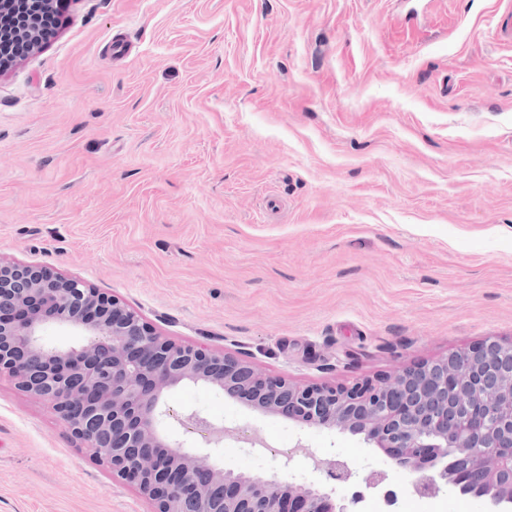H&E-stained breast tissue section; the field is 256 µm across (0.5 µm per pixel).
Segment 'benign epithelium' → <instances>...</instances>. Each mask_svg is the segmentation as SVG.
Listing matches in <instances>:
<instances>
[{"instance_id":"benign-epithelium-1","label":"benign epithelium","mask_w":512,"mask_h":512,"mask_svg":"<svg viewBox=\"0 0 512 512\" xmlns=\"http://www.w3.org/2000/svg\"><path fill=\"white\" fill-rule=\"evenodd\" d=\"M56 0H0V76L12 49L42 46L39 11ZM51 327L82 337L46 340ZM52 406L83 448L154 504V512H348L336 489L353 471L317 461L321 479L227 469L211 445L248 439L198 409L178 412L171 390L203 386L307 428L359 435L414 475L424 497L448 489L512 512V340L473 347L347 386L302 385L262 372L241 353L175 342L119 298L50 268L0 260V377ZM174 420L202 447L176 439Z\"/></svg>"}]
</instances>
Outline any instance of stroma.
I'll use <instances>...</instances> for the list:
<instances>
[{"label":"stroma","mask_w":512,"mask_h":512,"mask_svg":"<svg viewBox=\"0 0 512 512\" xmlns=\"http://www.w3.org/2000/svg\"><path fill=\"white\" fill-rule=\"evenodd\" d=\"M512 0H70L0 76V257L76 276L180 343L300 383L512 340ZM132 44L129 56L115 43ZM260 434L224 467L302 483L305 444L406 487L361 436L198 386ZM290 453L281 469L282 453ZM470 496L403 512H484ZM53 408L0 379V512H153Z\"/></svg>","instance_id":"stroma-1"}]
</instances>
